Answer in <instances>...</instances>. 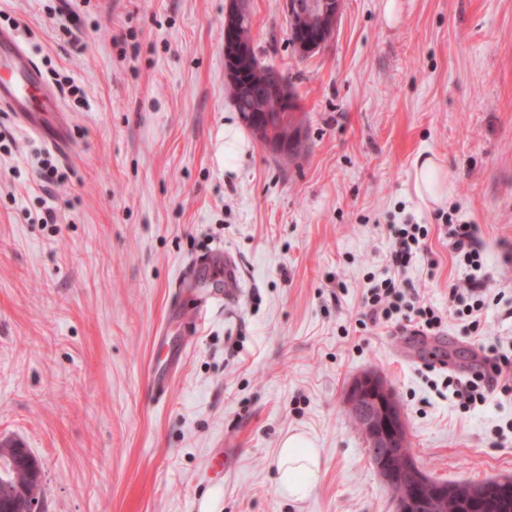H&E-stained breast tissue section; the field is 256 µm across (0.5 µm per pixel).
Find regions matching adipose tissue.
<instances>
[{
    "label": "adipose tissue",
    "instance_id": "1",
    "mask_svg": "<svg viewBox=\"0 0 512 512\" xmlns=\"http://www.w3.org/2000/svg\"><path fill=\"white\" fill-rule=\"evenodd\" d=\"M415 188L421 198L440 203L449 192L448 173L431 157H419L415 163ZM277 483L283 494L293 501L309 498L321 478L317 448L303 434L282 439L277 453Z\"/></svg>",
    "mask_w": 512,
    "mask_h": 512
}]
</instances>
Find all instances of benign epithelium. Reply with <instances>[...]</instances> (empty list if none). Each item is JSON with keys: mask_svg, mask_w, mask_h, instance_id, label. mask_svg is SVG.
<instances>
[{"mask_svg": "<svg viewBox=\"0 0 512 512\" xmlns=\"http://www.w3.org/2000/svg\"><path fill=\"white\" fill-rule=\"evenodd\" d=\"M341 7L342 0H283L288 37L298 56L308 57L319 52L333 38ZM250 22V14L242 0H229L224 16V57L229 62L226 75L232 83L243 74L244 67L253 65L247 48L238 39L239 31L248 28ZM257 98L269 102L264 111L278 112L286 95L283 85L276 82L259 91ZM258 116L259 110L251 106L242 111L243 121L257 134L267 132L268 146L273 151L287 152L289 145L298 138L296 128L275 129L269 125L264 129L258 123ZM346 404L358 409L367 455L383 483L389 488L400 484L410 488L406 500L398 502L397 512H438V503L448 499V486L425 482L413 462H406L400 469L393 465L395 449L408 445L407 432L390 391L378 376L364 374L357 377L347 390ZM494 492L506 496L512 493V486L503 480L473 485L470 487L471 503L479 508Z\"/></svg>", "mask_w": 512, "mask_h": 512, "instance_id": "7a95c632", "label": "benign epithelium"}]
</instances>
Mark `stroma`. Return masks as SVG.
<instances>
[{"label":"stroma","instance_id":"stroma-1","mask_svg":"<svg viewBox=\"0 0 512 512\" xmlns=\"http://www.w3.org/2000/svg\"><path fill=\"white\" fill-rule=\"evenodd\" d=\"M253 47L297 98L294 155L249 133L224 170L227 0H0V29L47 83L70 76L42 133L0 109V441L38 459L47 512H395L345 401L366 373L393 390L419 466L479 483L512 478V399L464 412L447 375L487 346L512 356V0H343L333 39L299 58L281 0H246ZM63 135L66 148L48 137ZM449 175L436 204L415 160ZM50 159L67 179L39 176ZM57 221L38 223L47 202ZM476 225L486 330L437 336L356 325L388 227H429L406 277L439 309L467 271L441 219ZM235 262L233 297L208 266ZM163 372L167 392L156 397ZM320 454L307 500L276 483L282 438Z\"/></svg>","mask_w":512,"mask_h":512}]
</instances>
